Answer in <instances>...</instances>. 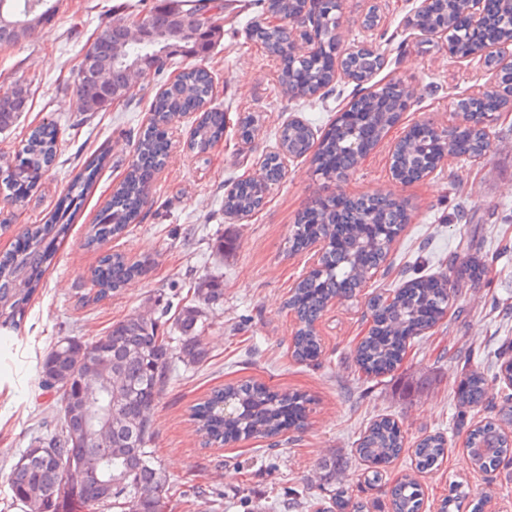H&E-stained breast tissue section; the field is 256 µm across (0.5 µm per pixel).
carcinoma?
I'll return each mask as SVG.
<instances>
[{"instance_id": "1", "label": "carcinoma", "mask_w": 512, "mask_h": 512, "mask_svg": "<svg viewBox=\"0 0 512 512\" xmlns=\"http://www.w3.org/2000/svg\"><path fill=\"white\" fill-rule=\"evenodd\" d=\"M176 6L158 7L107 23L86 48L99 51L102 60H112L111 88H97L79 79L75 83L78 111L101 112L112 105L113 90L123 87L124 71L131 64H140L157 74L176 67V56H199L206 53L220 37L223 29L224 0H175ZM187 8H182V4ZM62 0H0V10L13 23H0V47L11 46L33 37L43 26L52 22ZM266 10L285 12L293 22L301 14L302 0H263ZM333 0L320 6L321 13L312 32L326 40ZM465 11V0H434L430 11L420 17L426 27L445 26L453 40L454 52L460 56L472 54L483 38L512 41V0H499L496 24L486 33L459 25ZM194 19L199 26L189 29V36L170 51L166 42H151L143 46L123 42L121 23L142 20L155 31L162 32L182 26ZM29 23L23 36H18L15 23ZM347 69L360 77H371L382 65V56L373 50L351 54L344 60ZM334 69L331 52H321L301 61L285 60L282 82L301 86L299 95H313L329 85ZM504 94L484 99L467 98L457 103L463 112H497L512 106V72L500 75ZM213 93V80L201 67L183 69L176 79L156 96L150 105L153 121L139 135L136 159L112 199L98 213L91 225L87 244L100 243L120 235L134 223L148 202L152 172L167 154L164 127L174 113H184L202 106ZM405 95L404 86L388 82L362 94L348 110L342 112L336 124L322 137L313 153L315 170L325 177L342 175L353 170L359 159L381 138L385 129L400 117ZM30 89L24 82H0V130L12 126L18 116L29 110ZM224 137V113L206 111L192 134L190 148L205 152ZM462 139L458 155L470 157L479 153L485 142L484 128L476 125L456 132ZM313 134L307 126H286L281 140L286 150L302 156L312 146ZM58 130L54 123L43 122L35 127L15 152L13 168L0 176V203L16 206L39 186L43 171L55 160ZM442 146L429 143L415 131L402 139L391 164L392 175L403 181L421 178L435 167L434 159ZM107 165L104 152L91 157L86 175L77 184L81 195L92 184L96 173ZM265 184L282 178L281 162L275 156L264 163ZM265 188L252 180L238 182L224 197V211L248 214L261 203ZM402 202L386 195L363 196L339 210L332 200L317 199L294 225L293 246L322 238L326 248L319 268L301 280L288 301L301 329L294 337L293 354L299 359L316 355L319 342L315 324L326 304L338 294L353 296L363 287L372 271L385 259L388 243L406 223ZM68 228L65 224L46 222L26 224L16 236L11 249L0 256V328L15 329L23 320L32 297L40 288L55 250ZM141 273L139 265L128 262L120 253L105 256L94 271L95 297L102 299L123 287ZM448 277L415 278L395 292L391 303L375 309V327L359 345L360 364L371 373H382L394 366L397 356L394 346L405 343L427 325L434 324L445 312L447 303L443 290ZM224 296L223 284L208 280L197 289V305L185 306L176 319L184 333L179 350L170 346L162 323L157 319L132 315L117 322L108 333L87 342L67 337L44 356L41 371L47 383L60 392L62 424L48 437L34 442L13 464L9 486L24 512H60L63 496L73 489L90 508H118L122 512H162L167 498L168 482L155 465L148 442L152 435L149 414L167 383L174 355L187 362L202 359L204 350L196 336L199 305H209ZM463 399L473 405L488 401V381L477 372L464 374L460 381ZM117 401V414L108 416L109 400ZM233 399L242 407L238 421L224 419V400ZM297 397L285 395L275 402L262 385L245 382L214 392L196 405L193 417L207 441L224 444L230 439L248 436L260 429L273 436L282 429L281 417ZM507 408L500 418L487 421L471 430L468 447L476 449L469 461L480 471H494L512 461V440L504 428L512 426V395L506 398ZM102 420L112 419L114 442L106 450L97 444L84 426L86 412ZM404 437L399 426L382 419L374 423L362 437L357 453L368 463L364 481L370 486L382 484L381 468L395 459L403 448ZM447 440L441 435H428L413 450L415 469L421 472L444 458ZM389 512H419L423 491L412 474L402 476L386 489Z\"/></svg>"}]
</instances>
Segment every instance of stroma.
Returning a JSON list of instances; mask_svg holds the SVG:
<instances>
[{"mask_svg": "<svg viewBox=\"0 0 512 512\" xmlns=\"http://www.w3.org/2000/svg\"><path fill=\"white\" fill-rule=\"evenodd\" d=\"M141 1L149 7L159 2L63 0L52 23L33 39L0 47V79H20L31 90L29 111L0 131V160L11 161L43 120L59 129L57 156L39 190L21 206L0 208L6 225L0 251L10 248L24 225L44 222L91 155L108 153L21 325L0 332V512H24L8 485L10 469L22 451L60 426L59 394L40 369L54 342L68 336L91 341L126 317L145 314L166 316L170 343L178 345L174 319L192 304L195 286L210 278L223 281L224 298L204 308L197 324L205 356L190 364L173 360L150 412L149 448L169 483L163 512H316L331 481L354 498H372L373 490L361 485L366 465L356 447L383 418L398 424L405 445L388 466V479L411 472L410 450L423 437L440 432L447 440L443 460L418 476L422 512H438L453 484L468 494L464 512H473L482 497L512 512V466L479 471L464 449L468 430L492 412L467 406L457 392L469 366L500 393L508 391L499 370L503 341L512 340V108L487 123L480 159H449L408 184L390 171L392 152L407 130L423 122L460 125L456 102L491 89L492 70L480 58L450 55L438 39L421 36L413 26L416 0H346L340 53L355 45L383 51L372 83L408 86L410 107L348 175L328 179L316 172L310 156L287 159L283 178L260 206L232 220L224 214L225 193L236 180L263 177L258 160L276 147L282 127L297 118L321 136L347 108L356 85L338 81L304 99L289 94L280 59L247 36L263 17L262 5L231 0L217 44L204 56L184 60L210 72L211 105L226 115L223 138L200 154L189 147L197 114L172 122L168 158L141 222L90 247L89 226L126 174L150 103L166 79L147 74L130 98L91 116L78 112L71 86L83 45L112 7ZM247 115L254 118L253 131L244 141L236 123ZM372 193L404 202L409 220L366 286L324 310L316 324L317 357L296 359L297 317L287 302L311 271L316 252L291 246L293 226L316 199ZM115 252L143 272L106 299H95L92 273L102 256ZM443 274L451 286L445 315L407 341L391 371H362L356 351L373 323L371 299L392 298L408 279ZM247 381L303 396L301 424L274 436L205 444L191 417L193 406L215 390Z\"/></svg>", "mask_w": 512, "mask_h": 512, "instance_id": "35a3bbf8", "label": "stroma"}]
</instances>
